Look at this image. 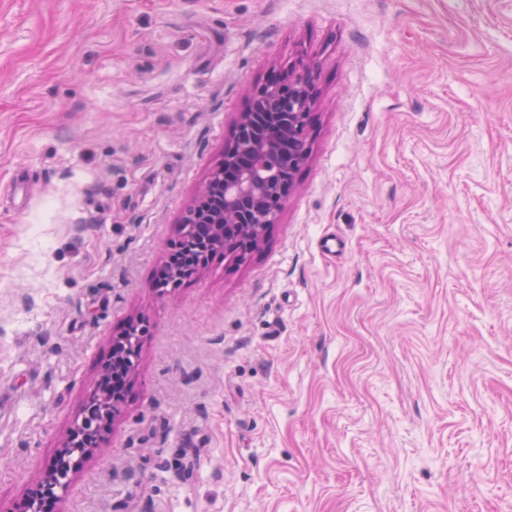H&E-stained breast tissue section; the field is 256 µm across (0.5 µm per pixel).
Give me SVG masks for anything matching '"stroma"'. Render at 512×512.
<instances>
[{
	"mask_svg": "<svg viewBox=\"0 0 512 512\" xmlns=\"http://www.w3.org/2000/svg\"><path fill=\"white\" fill-rule=\"evenodd\" d=\"M302 63L277 223L157 289ZM136 318L54 512H512V0H0V512Z\"/></svg>",
	"mask_w": 512,
	"mask_h": 512,
	"instance_id": "stroma-1",
	"label": "stroma"
}]
</instances>
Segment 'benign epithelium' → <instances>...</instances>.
Returning <instances> with one entry per match:
<instances>
[{"mask_svg":"<svg viewBox=\"0 0 512 512\" xmlns=\"http://www.w3.org/2000/svg\"><path fill=\"white\" fill-rule=\"evenodd\" d=\"M316 99L308 64L255 87L248 108L237 117L232 141L178 226L182 255L164 267L155 287L175 289L198 276L217 249L242 260L264 241L294 188L296 173L310 156ZM141 335L135 321L112 343V362L95 379L81 416L47 462L43 480L58 497L67 492L81 461L104 442L101 425L115 417L120 403L108 380L117 371H134Z\"/></svg>","mask_w":512,"mask_h":512,"instance_id":"7a95c632","label":"benign epithelium"}]
</instances>
